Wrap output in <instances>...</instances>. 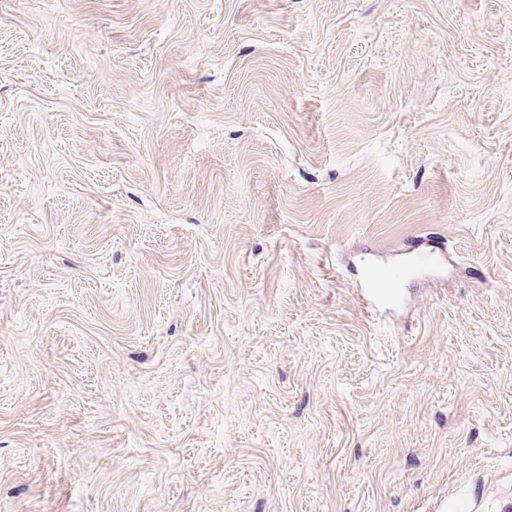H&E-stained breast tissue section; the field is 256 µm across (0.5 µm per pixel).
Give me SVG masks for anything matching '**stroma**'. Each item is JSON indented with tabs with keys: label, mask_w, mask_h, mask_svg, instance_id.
Returning a JSON list of instances; mask_svg holds the SVG:
<instances>
[{
	"label": "stroma",
	"mask_w": 512,
	"mask_h": 512,
	"mask_svg": "<svg viewBox=\"0 0 512 512\" xmlns=\"http://www.w3.org/2000/svg\"><path fill=\"white\" fill-rule=\"evenodd\" d=\"M0 512H512V0H0ZM409 274L406 267H391L374 272L368 279L367 288L363 292V298L367 307L375 310L383 301V288L396 283Z\"/></svg>",
	"instance_id": "stroma-1"
}]
</instances>
